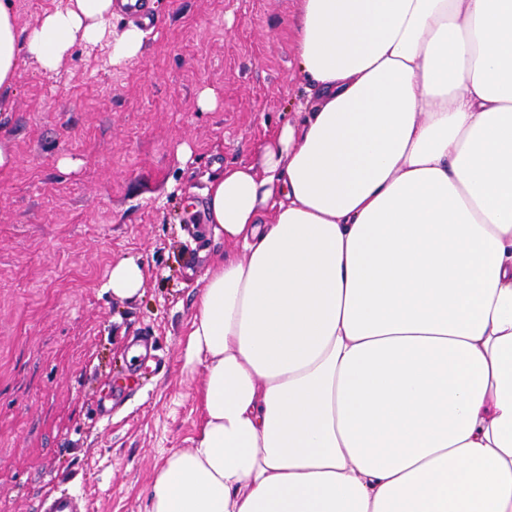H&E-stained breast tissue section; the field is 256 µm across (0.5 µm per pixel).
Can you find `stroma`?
Returning <instances> with one entry per match:
<instances>
[{
	"instance_id": "35a3bbf8",
	"label": "stroma",
	"mask_w": 512,
	"mask_h": 512,
	"mask_svg": "<svg viewBox=\"0 0 512 512\" xmlns=\"http://www.w3.org/2000/svg\"><path fill=\"white\" fill-rule=\"evenodd\" d=\"M150 11L138 56L79 41L56 72L27 60L0 99V512L63 491L77 512H145L168 453L193 445L187 335L207 266L233 251L202 219L205 190L308 96L294 0ZM124 260L143 275L130 299L105 287Z\"/></svg>"
}]
</instances>
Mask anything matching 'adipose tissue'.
Instances as JSON below:
<instances>
[{"label":"adipose tissue","instance_id":"adipose-tissue-1","mask_svg":"<svg viewBox=\"0 0 512 512\" xmlns=\"http://www.w3.org/2000/svg\"><path fill=\"white\" fill-rule=\"evenodd\" d=\"M315 95L205 192L190 448L147 512H512V0H295ZM114 0L19 37L55 71Z\"/></svg>","mask_w":512,"mask_h":512}]
</instances>
